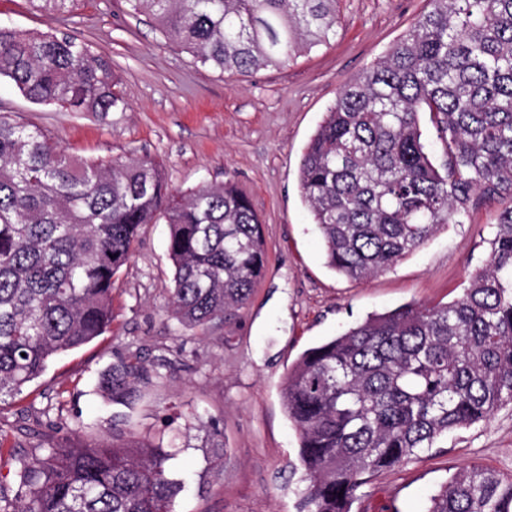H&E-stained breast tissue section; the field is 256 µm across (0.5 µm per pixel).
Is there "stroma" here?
<instances>
[{
    "mask_svg": "<svg viewBox=\"0 0 512 512\" xmlns=\"http://www.w3.org/2000/svg\"><path fill=\"white\" fill-rule=\"evenodd\" d=\"M426 0H340L338 34L288 65L252 76L201 68L167 44L125 0H79L47 19L29 0H0V26L78 38L111 57L126 100L100 118L36 104L0 82V113L37 126L70 154L162 161L170 188L233 181L259 215L267 271L245 305L206 330L167 310L172 265L166 224L146 225L114 279L112 325L51 361L21 395L0 404V490L45 436L82 443L175 441L188 484L176 512H299L298 436L282 406V380L301 353L354 321L406 303L458 298L487 258L497 206L435 233L392 270L363 281L336 275L299 189L302 153L339 92L395 43ZM140 363L133 405L108 400L110 369ZM479 465L512 474V408L449 432L438 448L381 472L352 512H426L453 474Z\"/></svg>",
    "mask_w": 512,
    "mask_h": 512,
    "instance_id": "obj_1",
    "label": "stroma"
}]
</instances>
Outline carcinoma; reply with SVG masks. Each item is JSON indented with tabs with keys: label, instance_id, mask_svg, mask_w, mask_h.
<instances>
[{
	"label": "carcinoma",
	"instance_id": "1",
	"mask_svg": "<svg viewBox=\"0 0 512 512\" xmlns=\"http://www.w3.org/2000/svg\"><path fill=\"white\" fill-rule=\"evenodd\" d=\"M338 0H127L201 67L254 75L336 36ZM53 19L74 0H31ZM27 99L106 117L125 108L112 59L69 36L0 26V80ZM429 113L447 159L423 141ZM300 189L327 265L367 280L488 200L484 266L444 306L374 314L305 350L281 400L299 435L301 512H351L358 491L448 432L512 405V0H428L387 53L345 86L308 143ZM168 226V309L206 329L244 305L266 268L261 224L235 185L183 197L154 159H78L0 114V403L112 324V284L143 227ZM130 366L100 388L130 389ZM176 452L50 437L0 512H176ZM427 512H512V476L471 465Z\"/></svg>",
	"mask_w": 512,
	"mask_h": 512
}]
</instances>
